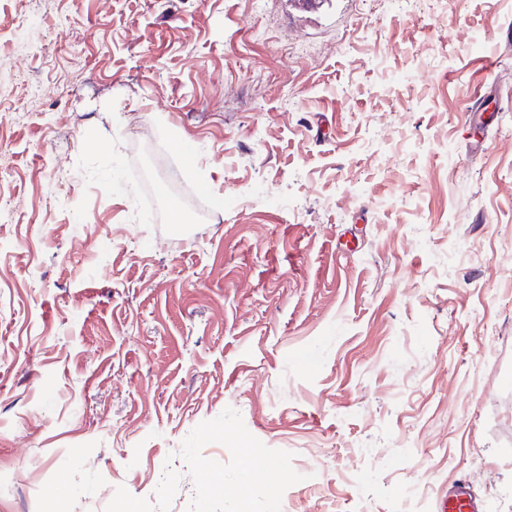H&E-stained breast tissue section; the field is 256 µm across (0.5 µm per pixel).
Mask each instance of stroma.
<instances>
[{"label": "stroma", "mask_w": 512, "mask_h": 512, "mask_svg": "<svg viewBox=\"0 0 512 512\" xmlns=\"http://www.w3.org/2000/svg\"><path fill=\"white\" fill-rule=\"evenodd\" d=\"M29 10L0 512H512V0ZM437 512H482V509L478 506L469 484L458 480L440 494Z\"/></svg>", "instance_id": "1"}]
</instances>
